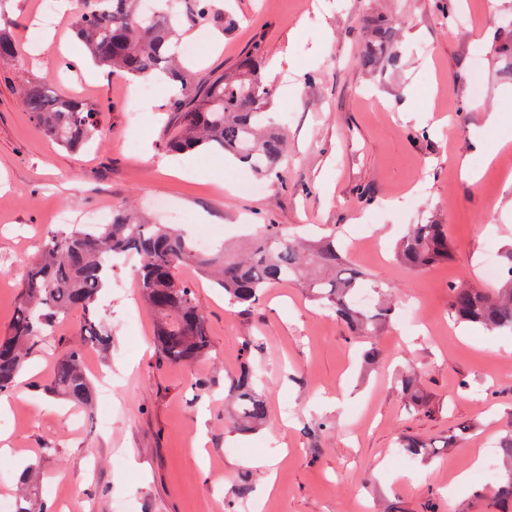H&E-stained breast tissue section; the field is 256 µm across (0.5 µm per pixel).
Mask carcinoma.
<instances>
[{
	"label": "carcinoma",
	"mask_w": 512,
	"mask_h": 512,
	"mask_svg": "<svg viewBox=\"0 0 512 512\" xmlns=\"http://www.w3.org/2000/svg\"><path fill=\"white\" fill-rule=\"evenodd\" d=\"M148 0H80L74 30L99 67L134 77L165 74L180 82L181 95L170 102L177 132L165 141L166 150L181 153L205 150L228 156L264 177H278L286 139L275 125L268 105L270 89L260 79L262 57L258 50L246 54L236 73L223 75L190 92L187 75L175 71L178 63L175 33L184 27L220 25L232 19L216 0H184L175 9L145 7ZM364 54L373 62L390 38L386 28ZM21 103L36 123L56 143L76 150L99 132L98 111L84 101L61 97L45 86L32 85ZM448 233L443 224H414L403 237L397 255L413 269H423L448 259ZM126 256L138 260V288L158 317L156 343L159 358L175 364H192L207 356L210 338L195 291L179 277L187 263L194 264L209 281L224 289L230 303L251 305L274 284L302 281L314 297L338 320L363 335L392 320L389 304L363 307L357 300L365 276L345 262L329 235L313 249L275 226L252 242L244 256L219 246L210 252L196 249L192 236L177 227L146 223L138 211L126 208L112 213L109 224L83 226L52 235L42 257L26 271L22 291L8 332L0 336V394L12 390L16 377L33 354L41 337L53 325L74 314L82 317L80 340L63 342L48 392L90 406L93 389L83 369L84 349L106 348L112 336L99 320L94 305L112 272L110 260ZM449 310L460 322L512 334V262L502 266L501 287L471 288L464 283L449 287ZM408 410L422 406L415 378L399 379ZM238 427L247 431L266 419V404L256 389L254 375L246 370L234 381ZM407 455H420L431 445L410 437L399 442ZM492 497L512 502V465L498 476Z\"/></svg>",
	"instance_id": "carcinoma-1"
}]
</instances>
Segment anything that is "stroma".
<instances>
[{"instance_id":"obj_1","label":"stroma","mask_w":512,"mask_h":512,"mask_svg":"<svg viewBox=\"0 0 512 512\" xmlns=\"http://www.w3.org/2000/svg\"><path fill=\"white\" fill-rule=\"evenodd\" d=\"M459 28L436 0H231L228 31L203 26L190 62L194 85L233 72L261 48L274 113H288V156L278 178H260L211 155L166 151L173 89L136 100L133 83L82 57L74 14L57 15L54 46L79 63L30 50L33 0H0V27L22 33L17 57L0 60V334L12 321L24 272L71 216L136 207L167 223L154 205L234 242L276 224L311 240L344 239L358 224L373 246L345 252L370 283L391 284L396 311L416 303L415 321L379 326V361L362 367L365 342L297 283L267 288L252 306H229L192 266L211 353L184 366L160 360L154 316L139 297L134 266H118L96 308L112 332L108 349L87 348L88 373L113 370L112 415L48 393L61 340L79 338L72 316L43 337L23 369L0 431V498L16 499L19 477L40 462L38 501L66 512H505L488 487L456 473L512 429V335L455 322L448 288L480 273L486 254L512 260V180L490 160L512 141V0H468ZM390 26L389 55L365 65L374 26ZM41 83L100 111L101 132L79 152L56 144L20 103ZM434 107V125L410 112ZM137 137L131 154L124 139ZM478 180H471V173ZM413 224H443L450 255L416 270L396 257ZM261 377L266 421L233 424L229 386L244 368ZM413 372L424 399L406 411L397 376ZM448 447L398 455L400 436ZM276 490L263 495L266 463ZM249 495H241V486Z\"/></svg>"}]
</instances>
